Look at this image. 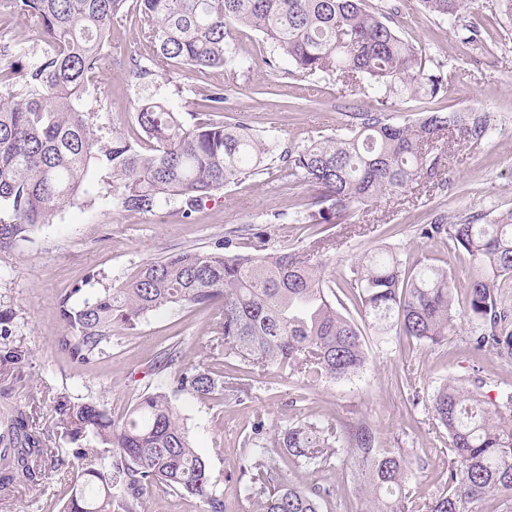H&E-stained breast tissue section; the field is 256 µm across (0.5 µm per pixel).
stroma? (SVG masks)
<instances>
[{
  "label": "stroma",
  "instance_id": "1",
  "mask_svg": "<svg viewBox=\"0 0 512 512\" xmlns=\"http://www.w3.org/2000/svg\"><path fill=\"white\" fill-rule=\"evenodd\" d=\"M366 5L390 12L400 34L427 58L443 62L449 78L446 91L436 97L390 98L385 105L395 121L411 123L432 111L477 110L492 117L489 137L478 146L456 138L445 159V184L424 183L369 205L355 204L324 224L300 222L315 191L301 182L283 187L275 162L263 174L228 185L188 219L177 201L151 213L115 210L101 175L90 173L91 202L66 207L29 239L0 249V325L10 329V344L29 353L22 365H0V390L9 392L13 405L49 434L50 447L63 458H70L75 443L57 424L58 400L92 401L118 419L139 394L159 389L170 395L197 453L221 478L231 512L249 508L236 494V463L255 419L270 425L296 418L324 424L348 410L373 425L379 447L404 448L425 459L420 491L427 495L437 492V474L448 460V435L434 425L429 395L445 382L468 384L477 378L491 397L512 389V362L489 349L474 350L470 339L476 326L465 316L443 345H422L396 332H367L365 370L349 380L310 385L304 402L295 401L284 376L258 378L245 402L227 398L215 403L177 391L173 371H153L157 342L173 334L181 341L185 363L205 362L212 335L209 316L202 312L173 310L145 317L136 334L116 333L109 357L90 370L74 367L56 347L55 338L63 331L56 300L82 277H90V291H99L151 259L186 248L213 250L227 239L241 254L299 250L322 240L320 272L337 309L357 321L361 308L343 280L358 258L383 246L403 261L447 268L458 295H465L468 255L447 240L422 237L420 229L438 218L456 224L476 214L491 220L512 213V21L501 15L497 0H475L465 20L480 29L482 43L472 47L462 28L427 14L420 0H366ZM231 45L251 58L250 68L205 75L173 70L137 85L128 76V60L149 48L139 18L130 17L114 26L102 80L83 96L80 108L108 137L116 129L134 132V101L164 97L185 116L199 111L207 91L220 86L225 120H244L253 133L273 137L286 148L339 133L351 113L384 104L368 86L351 90L332 76L305 77L273 66L272 49L253 30H237ZM401 378L406 385L400 389L396 382ZM68 485L61 470L41 484L14 486L10 496L18 501V512H59Z\"/></svg>",
  "mask_w": 512,
  "mask_h": 512
}]
</instances>
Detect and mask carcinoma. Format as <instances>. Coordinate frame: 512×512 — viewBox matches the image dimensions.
<instances>
[{
  "instance_id": "obj_1",
  "label": "carcinoma",
  "mask_w": 512,
  "mask_h": 512,
  "mask_svg": "<svg viewBox=\"0 0 512 512\" xmlns=\"http://www.w3.org/2000/svg\"><path fill=\"white\" fill-rule=\"evenodd\" d=\"M128 0H0V19L36 21L41 54L21 66L0 48V248L24 239L86 194L89 165L104 173L117 211L151 212L177 200L183 214L203 207L229 184L260 174L277 144L250 132L242 121L224 122V89L203 98L209 118L185 122L160 97L134 104L139 138L97 133L79 109L123 19ZM424 10L456 25L470 0H422ZM150 52L130 58L128 76L140 82L184 69L203 73L234 61L229 37L239 27L262 34L277 55L302 76L333 75L346 87L363 83L402 98L431 97L446 77L426 70L422 50L401 37L363 0H135ZM345 134L319 136L279 155L281 179L318 191L304 221L323 224L353 204L386 193H403L418 180L442 181L447 132L457 125L478 145L490 130L485 112L455 120L431 112L408 124L383 109L353 112ZM471 257L473 268L464 312L478 322L474 348L512 359V308L499 302L501 280L512 277V215L473 216L456 224L436 220L422 227ZM315 253L243 255L226 244L216 251L180 250L142 264L119 284L77 304L87 280L57 302L63 333L56 346L70 363L92 369L110 353L118 330L131 332L141 319L163 310L210 311L216 345L209 357L244 366L226 377L209 366H185L180 341L162 346L158 368L171 369L177 391L212 399L247 395L254 375L287 371L300 389L309 383L348 379L367 364L363 332L334 306L312 263ZM351 290L369 326L384 335L395 329L419 343L448 341L459 316L455 288L444 267L406 264L387 248L350 268ZM432 417L448 432L442 489L424 495L411 486L426 466L402 448L377 447L364 419L342 417L321 426L293 420L264 431L254 426L240 455L249 483L239 494L253 512H324L335 489L317 480L294 479L290 469L316 474L340 458L358 502L355 512H469V505L498 497L495 512H512V390L487 399L450 381L429 398ZM12 435L1 463L0 485L35 484L61 459L30 418L15 406L0 413ZM58 424L77 441L76 472L60 512H140L152 490L194 498L200 512H226L224 490L193 448L164 391L138 395L127 414L113 419L96 404H57Z\"/></svg>"
}]
</instances>
